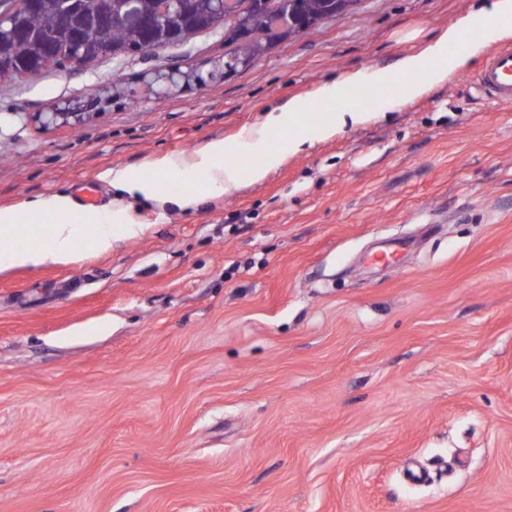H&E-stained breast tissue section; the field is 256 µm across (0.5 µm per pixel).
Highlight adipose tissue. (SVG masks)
<instances>
[{"label":"adipose tissue","mask_w":512,"mask_h":512,"mask_svg":"<svg viewBox=\"0 0 512 512\" xmlns=\"http://www.w3.org/2000/svg\"><path fill=\"white\" fill-rule=\"evenodd\" d=\"M467 31L482 40L512 35V0H499L491 12H469L459 22L448 26L421 52L405 56L395 66L349 73L320 86L311 101L293 100L287 106L266 112L260 124L243 129L235 141L211 142L188 159L159 158L150 163L148 169L113 174L112 182L128 192L163 203L167 197L158 175L179 169L190 177L205 173L208 189L231 193L243 183L263 179L284 160L286 152L266 150L271 132L289 129L286 151H295L326 140L337 127L364 121L365 115L360 108L337 102L336 96L344 86L385 98L391 105L398 100L392 86L398 76L405 75L409 78L408 96L422 94L442 80L447 71L459 66V55L454 48L462 33ZM432 60L441 61V68L423 71V64ZM73 208L70 197L57 195L33 201L21 211L0 210V266L69 262L75 259L81 245L106 251L112 247L113 228L129 224L125 214L116 213L108 218L96 211L85 212L78 222L72 223L66 216ZM45 217L53 218V225L43 226L41 220Z\"/></svg>","instance_id":"ef3b65f1"}]
</instances>
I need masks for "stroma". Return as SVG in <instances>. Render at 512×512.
Returning <instances> with one entry per match:
<instances>
[{"label": "stroma", "mask_w": 512, "mask_h": 512, "mask_svg": "<svg viewBox=\"0 0 512 512\" xmlns=\"http://www.w3.org/2000/svg\"><path fill=\"white\" fill-rule=\"evenodd\" d=\"M497 2L360 0L230 76L203 31L0 80V208L95 182L138 225L0 268V512H512V105L471 82L492 42L195 209L107 177ZM171 68L188 82L146 94ZM87 104L75 128L34 120ZM395 241L399 265L368 262Z\"/></svg>", "instance_id": "obj_1"}]
</instances>
